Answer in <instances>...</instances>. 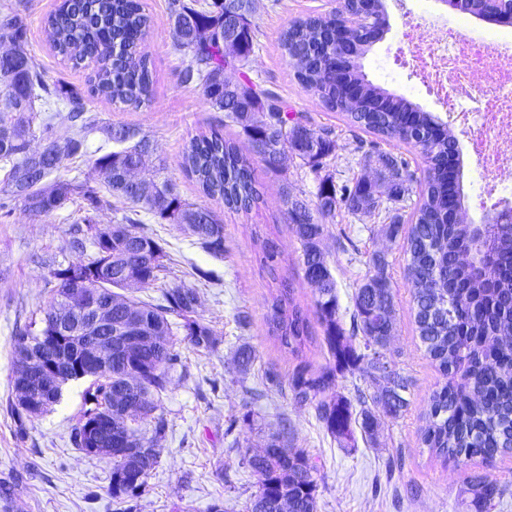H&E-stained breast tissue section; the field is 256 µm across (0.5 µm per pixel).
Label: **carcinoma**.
<instances>
[{
	"label": "carcinoma",
	"instance_id": "1",
	"mask_svg": "<svg viewBox=\"0 0 512 512\" xmlns=\"http://www.w3.org/2000/svg\"><path fill=\"white\" fill-rule=\"evenodd\" d=\"M251 14L242 2L231 7L224 0H212L210 10L199 11L182 0H171L169 19L177 46L188 56L180 72L181 81L201 87L213 109L241 126L257 146L254 156L269 169L279 170L277 156L288 151L316 168L335 147L331 132H315L303 117L288 111L276 91L247 79L236 83V91L225 90V73L232 67L224 51L225 40L235 39L237 65L232 68L242 69L253 51ZM150 23L140 0H61L47 16L45 32L58 56L75 67L93 66L90 94L138 108L149 105L152 99L153 72L141 50ZM335 23L336 16L331 14L289 23L282 47L297 81L326 110L338 112L350 123L384 139L418 148L427 167L418 181L419 189H414V175L406 169V186L385 199L362 179L339 190L324 181L311 200L283 189L285 214L301 245L304 277L316 286V312L324 329V343L334 360L321 372L297 365L290 380L293 400L300 406L314 405L317 420L342 448L355 446L354 426L373 439L382 418L398 419L408 410L405 393L411 381L397 371L393 358H388L389 375L400 388L398 398L386 399L372 372L375 346L388 342L394 312L392 278L373 288L374 275L369 274L355 288L351 334L347 335L337 318L336 278L323 252L307 247L308 242L324 238L327 221L336 217V211L342 209L356 216V199L374 196L369 215L384 216L388 220L385 233L394 241L404 239L405 276L412 290L418 336L427 357L444 378L431 396L420 428L421 443L445 461L479 458L490 465L497 457L512 453V275L508 273L512 235L507 231L491 233L489 241L497 252L498 269L486 268L474 223L467 219L459 179L448 180V154L456 152L454 135L432 113L369 81L361 60L371 43L359 37L336 43ZM28 29V15L18 6L0 19V38L10 44L7 56L0 59V165L5 170V193L34 217L48 216L81 198L84 236L73 238L70 248L82 251L89 243L96 253L88 261L51 270L48 308L40 323L32 322L16 334L15 362L31 356L20 346V340L50 331L54 308L83 290L92 297L112 294V322H138L151 342L130 359L124 351L113 350L112 358L120 367L112 370L110 377L98 374L90 364L68 360L39 408L25 413L13 401L11 412L22 430L25 421L48 412L58 402L66 382L93 378L94 387L85 394L87 408L73 429L72 439L76 448L85 450L90 443L87 426L112 417L108 492L123 502L145 488L161 460L159 441L165 437L167 422L156 411L178 362L171 319L182 321L186 336L197 348H211L213 332L198 317V293L192 287L167 288L157 303L135 296L154 286L167 257L156 240L135 230L137 219L127 216L121 224L100 225L97 216L110 205L107 197L76 178L57 177L45 183L63 158L85 154L87 134L96 121L88 115L83 95L47 84L28 48ZM336 59L346 63L338 82L328 73L329 61ZM59 123L68 124L73 134L56 137ZM304 133L315 138V149L309 152L301 150ZM106 134L112 151L92 161L91 173L109 193L177 225L208 253L222 255L224 224L214 211L184 202L168 180L153 184L160 188L155 196L146 183L127 179V172L141 167L150 152L149 139L138 137L136 129L125 124L107 127ZM32 140L48 146L38 162L28 154ZM252 157L215 131L190 140L182 167L206 197L222 201L230 210L249 211L261 199ZM414 195L417 201L405 221L402 211ZM268 325L280 344L300 357L309 338V325L291 293L284 290L273 296ZM358 336L363 342L361 350L353 345ZM255 359L250 345L244 343L236 349L239 373H248ZM345 372L359 373L373 386V392L358 388L352 398L325 396L336 376ZM119 390L140 397L142 403L131 409L117 404L114 395ZM240 457L242 465L259 476V488L248 512H317V469L303 451L288 447V426L269 438L263 452L245 450ZM504 492L505 486L493 474L475 472L466 480L460 505L466 512H490Z\"/></svg>",
	"mask_w": 512,
	"mask_h": 512
}]
</instances>
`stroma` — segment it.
<instances>
[{
	"instance_id": "stroma-1",
	"label": "stroma",
	"mask_w": 512,
	"mask_h": 512,
	"mask_svg": "<svg viewBox=\"0 0 512 512\" xmlns=\"http://www.w3.org/2000/svg\"><path fill=\"white\" fill-rule=\"evenodd\" d=\"M24 2L29 21V48L48 83H64L85 89L88 73L73 68L50 50L44 31L45 17L60 0H0V16L17 2ZM151 18L143 43L153 72L149 106L136 109L100 97H87L92 115L100 123L135 127L152 143L144 177L161 175L174 182L181 199L209 203L224 224V254L215 257L193 238L154 213L139 212V232L156 239L168 255L159 281L141 292L144 300L159 298L166 288L186 285L197 289L198 313L214 333V346L195 348L179 339V361L171 383L161 398L160 414L168 428L160 446V465L147 479L144 491L122 504L107 489L111 466L86 456L71 442V431L84 409L91 379L64 385L62 398L53 409L28 421L18 434L8 405L15 399L13 356L17 327L40 320L49 300L51 269L91 258L93 248L71 250L69 240L81 223L79 201L67 203L48 217H33L21 205L10 216L0 215V512H209L214 501L224 512H246L258 489V478L240 463L244 448H260L266 436L281 430L288 445L305 452L318 469V512H462L459 492L468 474L482 470L480 460L464 464L432 456L420 442L419 430L438 387L439 374L417 336L412 298L405 278L402 241L386 240L381 219L337 212L323 240L327 265L337 282L339 323L349 328L352 294L368 273L372 253L386 250L393 277L395 325L387 348L396 368L413 379L407 397L409 410L401 418L384 419L376 444L358 441L355 447H339L316 418L313 406L297 405L287 386L296 359L269 333L267 315L273 295L288 289L307 316L311 341L304 359L311 371L331 363L323 345V329L316 316V293L304 277L301 246L285 215L283 189L314 198L319 184L341 186L360 178L370 152L381 150L403 157L415 176H422L425 161L413 147L386 141L352 126L341 115L318 104L294 77L282 47L289 23L307 15L331 13L333 0H255L250 18L254 47L244 72L253 83L275 88L289 111L302 115L311 128L332 132L335 148L318 168L290 157L281 172L255 162L254 175L263 199L246 213L207 201L198 184L181 168L191 138L219 130L225 139L243 150L251 145L242 128L215 111L200 88L181 83L183 55L175 48L169 21V0H142ZM390 27L363 61V71L374 84L401 95L424 111L438 116L457 139L456 163L462 172L466 209L470 219L483 215L484 178L468 143L467 128L447 112L408 68L395 62L398 35L404 20L461 26L465 37L476 40H512V25L491 24L451 10L442 0H385ZM85 160L63 159L59 177L89 180L99 194L107 189L94 180L90 161L100 151L111 150L101 132L88 135ZM354 246L342 250L341 236ZM272 240L278 256L274 264L262 260L259 239ZM250 320L240 328L239 314ZM249 344L256 360L248 375H240L233 354ZM277 375L280 386H269L268 375ZM252 413L254 425L242 424ZM401 458V467L388 463Z\"/></svg>"
}]
</instances>
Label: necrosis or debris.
Returning a JSON list of instances; mask_svg holds the SVG:
<instances>
[{
  "mask_svg": "<svg viewBox=\"0 0 512 512\" xmlns=\"http://www.w3.org/2000/svg\"><path fill=\"white\" fill-rule=\"evenodd\" d=\"M412 67L449 113L473 131L472 150L488 194L512 181V43L499 53L468 42L458 28L406 22L401 32Z\"/></svg>",
  "mask_w": 512,
  "mask_h": 512,
  "instance_id": "4bbe7bcc",
  "label": "necrosis or debris"
}]
</instances>
